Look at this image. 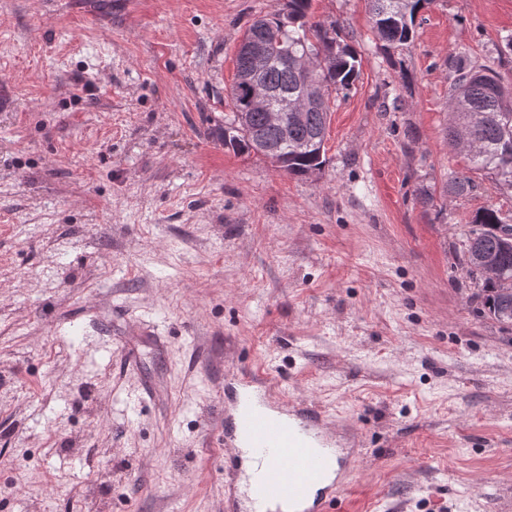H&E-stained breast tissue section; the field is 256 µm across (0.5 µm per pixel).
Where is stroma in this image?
<instances>
[{
  "label": "stroma",
  "instance_id": "obj_1",
  "mask_svg": "<svg viewBox=\"0 0 512 512\" xmlns=\"http://www.w3.org/2000/svg\"><path fill=\"white\" fill-rule=\"evenodd\" d=\"M285 4L0 0V512H224L247 366L361 433L336 512H512V329L461 262L512 188L446 138L459 55L512 85V0H431L390 51L312 0L361 67L304 178L218 137Z\"/></svg>",
  "mask_w": 512,
  "mask_h": 512
}]
</instances>
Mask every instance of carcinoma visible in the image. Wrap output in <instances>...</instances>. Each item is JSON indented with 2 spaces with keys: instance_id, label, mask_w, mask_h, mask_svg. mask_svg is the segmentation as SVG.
<instances>
[{
  "instance_id": "obj_1",
  "label": "carcinoma",
  "mask_w": 512,
  "mask_h": 512,
  "mask_svg": "<svg viewBox=\"0 0 512 512\" xmlns=\"http://www.w3.org/2000/svg\"><path fill=\"white\" fill-rule=\"evenodd\" d=\"M376 31L386 49L408 43L414 18L430 0H368ZM311 0H287L286 12L254 21L245 31L258 38L270 55V62L258 73V79L273 92L300 96L303 80L288 60L296 55L323 57L325 66L310 73V80L322 85L325 95L348 90L359 73L354 50L329 35L319 22L308 20ZM235 77L230 90L231 115L224 118L220 138L224 146L246 154H260L281 163L279 170L306 177L325 164L323 143L328 125L329 107L314 108L306 119L291 117L277 124L267 113L248 111L247 83L249 62L236 53ZM467 135L471 149L466 153L469 169L486 172L512 188V86L506 87L487 67L467 64L454 66L448 92V143L458 146ZM500 214L492 209L477 213L463 241L462 261L470 280L478 288L481 311L507 325L512 321V244L502 234ZM484 254L496 259L500 278L487 281L475 262Z\"/></svg>"
}]
</instances>
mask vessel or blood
<instances>
[{
  "label": "vessel or blood",
  "mask_w": 512,
  "mask_h": 512,
  "mask_svg": "<svg viewBox=\"0 0 512 512\" xmlns=\"http://www.w3.org/2000/svg\"><path fill=\"white\" fill-rule=\"evenodd\" d=\"M261 369L224 376V454L242 485L225 512H334L363 454L352 425L312 404L274 398Z\"/></svg>",
  "instance_id": "vessel-or-blood-1"
}]
</instances>
